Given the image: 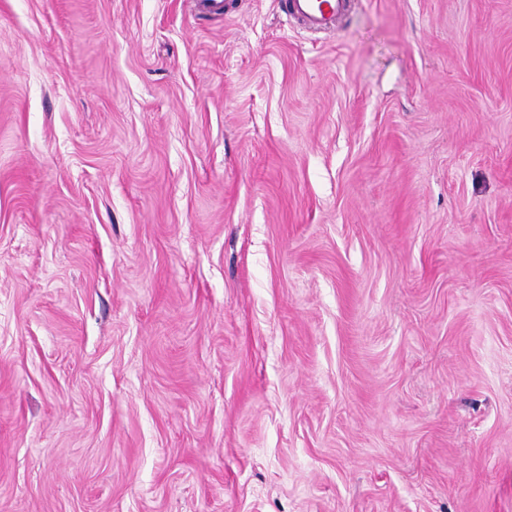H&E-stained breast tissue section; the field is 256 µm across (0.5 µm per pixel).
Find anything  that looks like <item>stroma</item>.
<instances>
[{"label":"stroma","mask_w":512,"mask_h":512,"mask_svg":"<svg viewBox=\"0 0 512 512\" xmlns=\"http://www.w3.org/2000/svg\"><path fill=\"white\" fill-rule=\"evenodd\" d=\"M0 0V512H512V0ZM284 13L303 29L325 35H334L348 17L349 0H284Z\"/></svg>","instance_id":"obj_1"}]
</instances>
